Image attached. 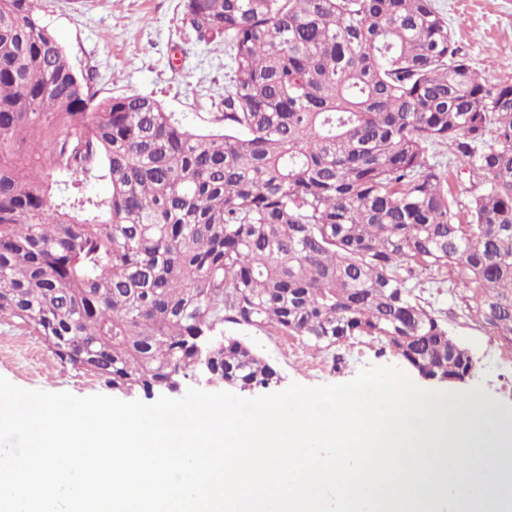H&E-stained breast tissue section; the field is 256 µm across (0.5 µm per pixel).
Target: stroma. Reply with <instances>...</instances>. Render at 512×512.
Returning <instances> with one entry per match:
<instances>
[{
  "label": "stroma",
  "mask_w": 512,
  "mask_h": 512,
  "mask_svg": "<svg viewBox=\"0 0 512 512\" xmlns=\"http://www.w3.org/2000/svg\"><path fill=\"white\" fill-rule=\"evenodd\" d=\"M448 27L487 80L512 70V0H437ZM39 16L66 50L77 72L92 75L100 96L149 95L184 125L219 128L229 56L201 39L182 0H41ZM452 337L476 363L470 386L512 409V350L490 336L449 293L433 295ZM224 333L253 348L279 372L278 390L353 380L367 367L404 370V363L366 340L346 342L341 362L270 328L225 324ZM0 376L29 390L78 397L107 394L94 377L62 366L38 337L0 324Z\"/></svg>",
  "instance_id": "35a3bbf8"
}]
</instances>
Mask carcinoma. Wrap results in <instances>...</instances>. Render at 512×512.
Segmentation results:
<instances>
[{
    "label": "carcinoma",
    "instance_id": "carcinoma-1",
    "mask_svg": "<svg viewBox=\"0 0 512 512\" xmlns=\"http://www.w3.org/2000/svg\"><path fill=\"white\" fill-rule=\"evenodd\" d=\"M183 6L232 62L221 131L97 98L39 0H0V322L147 399L199 372L276 383L226 323L469 378L428 288L512 347V76L483 78L433 0Z\"/></svg>",
    "mask_w": 512,
    "mask_h": 512
}]
</instances>
